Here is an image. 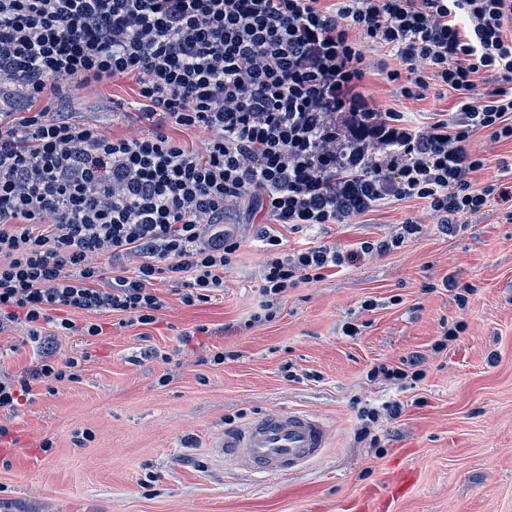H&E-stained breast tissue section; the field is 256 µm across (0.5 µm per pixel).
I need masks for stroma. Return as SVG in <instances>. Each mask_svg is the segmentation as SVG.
Listing matches in <instances>:
<instances>
[{"label":"stroma","instance_id":"1","mask_svg":"<svg viewBox=\"0 0 512 512\" xmlns=\"http://www.w3.org/2000/svg\"><path fill=\"white\" fill-rule=\"evenodd\" d=\"M378 105L407 112L449 110L451 99L399 104L393 88L368 76ZM123 80L50 101L104 133L140 137L148 126L112 111L134 104ZM423 232L400 248L345 264L281 299L272 321L248 324L259 301L266 257L256 225H239V256L224 292L184 305L172 284L153 325L121 328L101 314L104 332L89 346L81 380L47 388L10 423L17 443L0 450V512H362L407 470L413 492L397 512H512V204L493 201L465 217L456 235L441 233L415 201L371 214L364 224H328L308 233L279 227L284 252L391 235L406 219ZM469 286L459 308L457 286ZM373 310H362L364 300ZM467 327L435 351L445 328ZM359 333L345 335V323ZM207 334L183 343L194 326ZM152 346L170 362L139 360ZM238 352L204 366L202 349ZM423 358L426 377L389 384L367 376L378 363ZM35 365L17 329L0 333V370ZM167 385H159L161 375ZM397 400L398 420H379L378 445L359 440L358 411ZM313 412L331 424L324 455L300 472L269 479L225 464L212 444L225 430L262 415ZM52 441L42 450V441Z\"/></svg>","mask_w":512,"mask_h":512}]
</instances>
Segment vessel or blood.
Returning a JSON list of instances; mask_svg holds the SVG:
<instances>
[{"label": "vessel or blood", "mask_w": 512, "mask_h": 512, "mask_svg": "<svg viewBox=\"0 0 512 512\" xmlns=\"http://www.w3.org/2000/svg\"><path fill=\"white\" fill-rule=\"evenodd\" d=\"M331 426L323 416L288 411L251 419L215 443L216 453L234 467L265 476H288L320 458Z\"/></svg>", "instance_id": "1"}]
</instances>
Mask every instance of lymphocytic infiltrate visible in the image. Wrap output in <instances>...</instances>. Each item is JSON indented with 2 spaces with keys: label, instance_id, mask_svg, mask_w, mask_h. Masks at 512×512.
I'll list each match as a JSON object with an SVG mask.
<instances>
[{
  "label": "lymphocytic infiltrate",
  "instance_id": "f902f5d3",
  "mask_svg": "<svg viewBox=\"0 0 512 512\" xmlns=\"http://www.w3.org/2000/svg\"><path fill=\"white\" fill-rule=\"evenodd\" d=\"M398 100L452 95V113L418 126L364 91L366 46ZM131 80L146 137H114L43 100ZM0 332L17 327L34 369L0 373V412L18 413L40 383L78 381L88 349L60 355V336L98 337L154 324L157 286L191 306L224 290L241 247L226 213L265 212L260 310L345 259L384 254L422 228L282 253L276 226L343 224L416 201L455 234L512 175L478 185L480 131L512 143V0H0ZM487 84L477 93L478 84ZM204 132L198 146L170 136ZM128 260L131 275L115 272Z\"/></svg>",
  "mask_w": 512,
  "mask_h": 512
}]
</instances>
